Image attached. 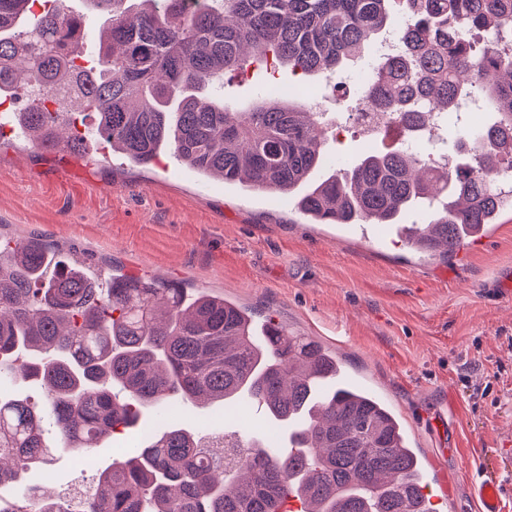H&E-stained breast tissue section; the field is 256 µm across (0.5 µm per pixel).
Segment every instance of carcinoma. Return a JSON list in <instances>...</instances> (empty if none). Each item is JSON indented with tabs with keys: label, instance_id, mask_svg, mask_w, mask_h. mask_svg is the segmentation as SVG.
I'll use <instances>...</instances> for the list:
<instances>
[{
	"label": "carcinoma",
	"instance_id": "1",
	"mask_svg": "<svg viewBox=\"0 0 512 512\" xmlns=\"http://www.w3.org/2000/svg\"><path fill=\"white\" fill-rule=\"evenodd\" d=\"M407 21L399 49L381 56L360 97L389 127L419 133L427 113L448 115L479 94L494 120L478 131L448 125L435 161L401 145L371 152L304 185L323 163L318 113L267 97L232 112L203 92L227 71L269 59L302 75L361 58L388 30L391 0H86L108 25L80 54L82 15L60 0H0V99L24 88L15 126L49 153H98L143 168L171 152L204 177L291 198L311 224H396L421 202L431 220L408 226L419 253L448 259L512 213V185L492 174L512 164V0H396ZM81 100L95 139L78 129ZM343 376L336 353L209 291L114 275L99 281L38 237L0 244V383H38L44 399L0 396V512H70L26 482L52 473L60 448L84 453L135 427L164 403L236 406L262 401L287 428L286 450L253 436L203 438L172 427L112 461L82 512H427L423 465L392 407L364 388L318 383ZM55 428L57 443L46 438ZM249 448L241 464L224 461Z\"/></svg>",
	"mask_w": 512,
	"mask_h": 512
}]
</instances>
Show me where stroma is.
Wrapping results in <instances>:
<instances>
[{
    "mask_svg": "<svg viewBox=\"0 0 512 512\" xmlns=\"http://www.w3.org/2000/svg\"><path fill=\"white\" fill-rule=\"evenodd\" d=\"M293 80L285 66L273 75L252 69L211 95L246 111ZM382 147L360 134L329 141L312 178ZM0 236L39 237L71 262L224 293L325 345L343 336L348 374L386 394L424 467L438 470L427 482L438 512H477L467 461L506 459L512 302L495 289L500 271H512L510 215L444 262L413 252L401 235L307 223L288 197L200 177L171 154L140 168L48 154L9 136L0 144ZM267 425L245 409L175 405L91 454L101 470L119 449L171 427L247 437ZM52 469L53 479L30 483L65 497L86 481L69 452Z\"/></svg>",
    "mask_w": 512,
    "mask_h": 512,
    "instance_id": "obj_1",
    "label": "stroma"
}]
</instances>
